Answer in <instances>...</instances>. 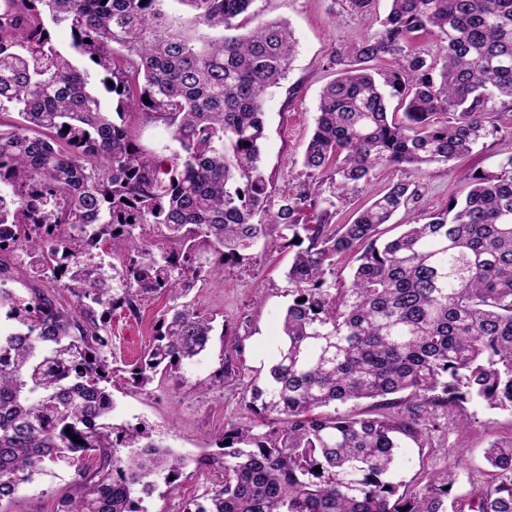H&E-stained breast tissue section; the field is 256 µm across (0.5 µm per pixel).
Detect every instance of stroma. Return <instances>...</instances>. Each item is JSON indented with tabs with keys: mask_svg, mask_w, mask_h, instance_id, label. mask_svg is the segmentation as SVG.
Listing matches in <instances>:
<instances>
[{
	"mask_svg": "<svg viewBox=\"0 0 512 512\" xmlns=\"http://www.w3.org/2000/svg\"><path fill=\"white\" fill-rule=\"evenodd\" d=\"M388 8L387 0H375L363 14L343 10L338 0H255L258 21L289 22L297 45L294 61L279 86L269 88L263 102L265 139L261 166L274 196L295 191L305 179L303 151L310 138L316 106L323 86L334 77L328 59L341 45L375 34ZM128 124L135 144L148 157L169 156L178 149L169 131L150 122L140 112L131 113ZM503 132H490L482 145L459 159L456 171L442 164L422 168L376 167L366 185L360 186L347 203L337 206L335 223L346 224L368 199L402 181L416 184L418 198L410 205L412 218L444 209L458 188L461 174L494 171ZM291 249L267 252L256 244L242 265L214 272L198 282L190 293L198 306L215 314L227 334L214 338L207 352L183 362L178 373L156 377L142 393L117 377L112 382L116 420L145 426L154 439L175 452L198 458L218 453V437L225 427L240 422L246 412L243 393L234 382L218 379L226 345L241 341L247 366H268L276 357L282 323L290 297L285 272ZM170 293H161L141 304L137 313L120 309L112 314V343L125 361H135L154 334L158 317L171 306ZM461 415L469 421L466 431L453 430L447 415H439L436 428L426 438H403L397 450L394 481L409 482L423 471L441 468L447 451L463 449L453 496L466 495L472 477L483 469V452L490 440L512 434V413L491 410L477 402L464 403ZM68 474L46 476L23 488L6 512H53L57 498L70 489ZM205 470L188 466L180 487L173 494L153 493L144 497L147 512H182L185 504L201 498L214 484Z\"/></svg>",
	"mask_w": 512,
	"mask_h": 512,
	"instance_id": "stroma-1",
	"label": "stroma"
}]
</instances>
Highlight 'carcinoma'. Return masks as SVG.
<instances>
[{
    "instance_id": "1",
    "label": "carcinoma",
    "mask_w": 512,
    "mask_h": 512,
    "mask_svg": "<svg viewBox=\"0 0 512 512\" xmlns=\"http://www.w3.org/2000/svg\"><path fill=\"white\" fill-rule=\"evenodd\" d=\"M165 2L0 0V113L17 115L0 121V252L77 298L68 312L33 285L0 287V503L58 470L71 471L65 512H144L140 494L161 475L176 490L186 459L114 420L112 378L143 391L204 352L215 318L184 298L261 240L297 248L278 354L263 373L237 343L220 376L250 392L266 430L224 431L212 459L224 480L184 512H512V438L489 443L491 472L451 502L455 461L405 488L391 480L400 436L421 437L439 410L512 411V138L496 171L464 175L449 207L395 238L379 227L417 199L409 183L332 223L375 167L452 172L488 135L494 98L512 100V0H389L377 33L330 57L308 181L276 201L260 167L263 99L290 67L292 29H246L255 0H179L187 23ZM419 34L436 50L411 47ZM136 111L179 151L142 155L127 125ZM350 255L345 280L336 267ZM162 292L174 305L161 327L117 366L112 310ZM397 393L395 413L337 408Z\"/></svg>"
}]
</instances>
